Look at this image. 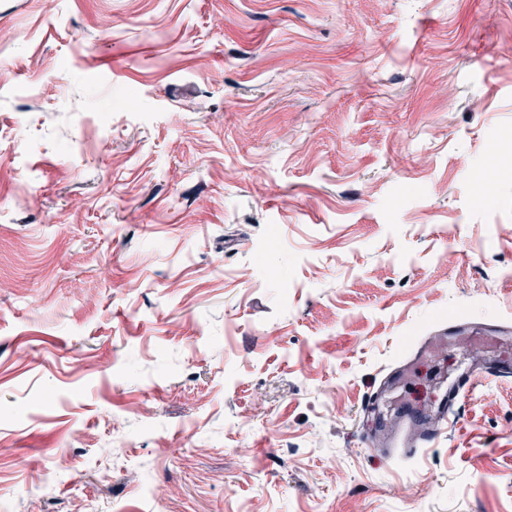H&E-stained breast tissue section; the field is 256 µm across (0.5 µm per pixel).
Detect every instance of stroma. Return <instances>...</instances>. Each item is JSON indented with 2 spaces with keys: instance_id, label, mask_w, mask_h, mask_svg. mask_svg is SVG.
I'll return each mask as SVG.
<instances>
[{
  "instance_id": "1",
  "label": "stroma",
  "mask_w": 512,
  "mask_h": 512,
  "mask_svg": "<svg viewBox=\"0 0 512 512\" xmlns=\"http://www.w3.org/2000/svg\"><path fill=\"white\" fill-rule=\"evenodd\" d=\"M1 29L0 512H512V381L417 456L361 437L438 322L470 335L426 389L512 324V0H0Z\"/></svg>"
}]
</instances>
